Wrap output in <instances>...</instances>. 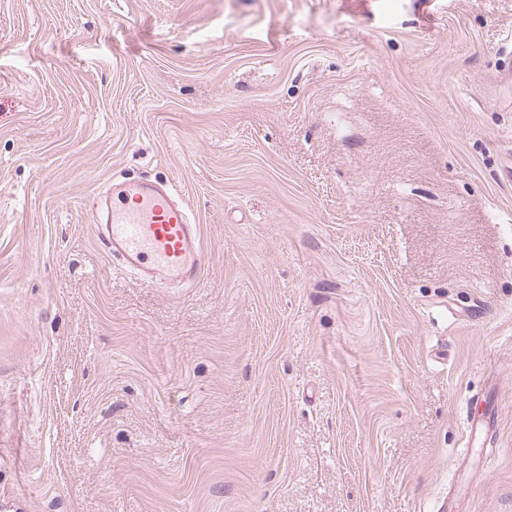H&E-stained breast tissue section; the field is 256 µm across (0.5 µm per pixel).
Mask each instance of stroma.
<instances>
[{"label":"stroma","instance_id":"1","mask_svg":"<svg viewBox=\"0 0 512 512\" xmlns=\"http://www.w3.org/2000/svg\"><path fill=\"white\" fill-rule=\"evenodd\" d=\"M512 0H0V512H512ZM169 182L204 270L106 253Z\"/></svg>","mask_w":512,"mask_h":512}]
</instances>
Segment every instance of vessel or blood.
Returning a JSON list of instances; mask_svg holds the SVG:
<instances>
[{"mask_svg":"<svg viewBox=\"0 0 512 512\" xmlns=\"http://www.w3.org/2000/svg\"><path fill=\"white\" fill-rule=\"evenodd\" d=\"M99 238L125 267L164 274L176 284L199 280L204 254L198 225L167 186L141 179L112 185L100 209Z\"/></svg>","mask_w":512,"mask_h":512,"instance_id":"b4317fda","label":"vessel or blood"}]
</instances>
